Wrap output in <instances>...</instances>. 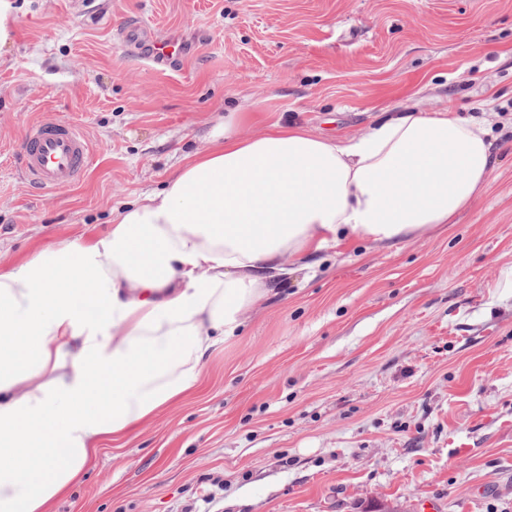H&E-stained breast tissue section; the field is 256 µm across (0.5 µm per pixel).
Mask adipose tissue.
Instances as JSON below:
<instances>
[{
  "label": "adipose tissue",
  "instance_id": "adipose-tissue-1",
  "mask_svg": "<svg viewBox=\"0 0 512 512\" xmlns=\"http://www.w3.org/2000/svg\"><path fill=\"white\" fill-rule=\"evenodd\" d=\"M243 122L225 116L105 229L0 269V512H53L321 251L454 223L493 169L485 126L449 108L386 112L357 138Z\"/></svg>",
  "mask_w": 512,
  "mask_h": 512
}]
</instances>
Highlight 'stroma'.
Here are the masks:
<instances>
[{
  "label": "stroma",
  "instance_id": "obj_1",
  "mask_svg": "<svg viewBox=\"0 0 512 512\" xmlns=\"http://www.w3.org/2000/svg\"><path fill=\"white\" fill-rule=\"evenodd\" d=\"M0 63V269L101 229L258 112L352 138L383 112L487 121L455 223L322 252L56 512H512V0H17ZM186 47L149 62L123 23ZM78 125L81 180L21 176L36 118Z\"/></svg>",
  "mask_w": 512,
  "mask_h": 512
}]
</instances>
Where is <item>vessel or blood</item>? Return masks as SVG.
Masks as SVG:
<instances>
[{
  "label": "vessel or blood",
  "mask_w": 512,
  "mask_h": 512,
  "mask_svg": "<svg viewBox=\"0 0 512 512\" xmlns=\"http://www.w3.org/2000/svg\"><path fill=\"white\" fill-rule=\"evenodd\" d=\"M125 34L149 43L152 58L174 62L182 55L180 44L172 40L154 41L141 26H129ZM90 157V144L81 130L49 117L30 126L20 153L26 181L43 191L79 182Z\"/></svg>",
  "instance_id": "1"
}]
</instances>
